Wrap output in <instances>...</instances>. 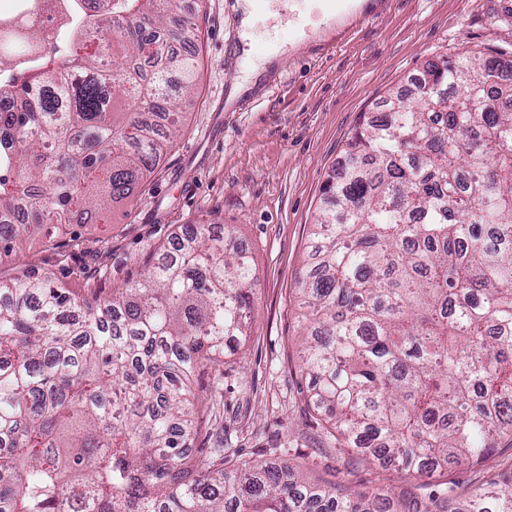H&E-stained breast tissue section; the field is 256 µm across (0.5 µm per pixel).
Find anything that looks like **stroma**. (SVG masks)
<instances>
[{
    "label": "stroma",
    "instance_id": "stroma-1",
    "mask_svg": "<svg viewBox=\"0 0 512 512\" xmlns=\"http://www.w3.org/2000/svg\"><path fill=\"white\" fill-rule=\"evenodd\" d=\"M233 0H182L197 18L191 40L200 63L197 89L182 104L184 122L134 196L111 206L102 224H69L78 237L69 263L33 240L0 256V279L34 264L76 295L118 288L143 275L158 246L184 224H221L234 232L256 268L251 336L224 353V413L205 447L223 440L250 465L305 459L304 478L351 492L396 488L404 472L340 456L318 414L305 404L299 358L301 310L295 290L310 261L314 215L326 180L360 117L375 118L389 92L406 88L422 65L464 51L512 60V0H388L372 20L356 14L321 27L292 50L297 0H273L252 32L255 57L277 62L227 108L244 76L225 57L239 39ZM512 464V447L477 465L450 466L437 483L485 487Z\"/></svg>",
    "mask_w": 512,
    "mask_h": 512
}]
</instances>
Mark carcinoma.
Listing matches in <instances>:
<instances>
[{
	"label": "carcinoma",
	"mask_w": 512,
	"mask_h": 512,
	"mask_svg": "<svg viewBox=\"0 0 512 512\" xmlns=\"http://www.w3.org/2000/svg\"><path fill=\"white\" fill-rule=\"evenodd\" d=\"M45 0L0 14V251L128 200L197 86L179 0ZM141 279L77 296L0 281V512H512V468L430 491L512 441V67L441 55L348 138L299 281L307 404L336 451L398 465L396 496L310 486L288 462L189 454L248 335L255 270L221 224H184ZM199 373L212 389L189 398Z\"/></svg>",
	"instance_id": "cac0c4a2"
}]
</instances>
